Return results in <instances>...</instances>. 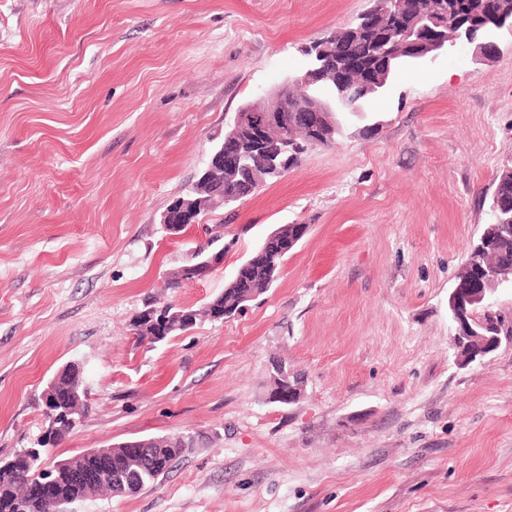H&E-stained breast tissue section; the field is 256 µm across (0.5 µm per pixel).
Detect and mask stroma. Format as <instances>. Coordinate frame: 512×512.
<instances>
[{
    "instance_id": "1",
    "label": "stroma",
    "mask_w": 512,
    "mask_h": 512,
    "mask_svg": "<svg viewBox=\"0 0 512 512\" xmlns=\"http://www.w3.org/2000/svg\"><path fill=\"white\" fill-rule=\"evenodd\" d=\"M371 0H0V462L48 428L78 366L88 410L44 465L165 434L198 444L140 492L68 512H512V344L456 360L448 293L512 166V37L409 65L329 146L203 223L168 205L259 91ZM309 232L270 290L159 343L146 300L201 307L275 229ZM305 375L269 399L273 360ZM209 236L200 244L190 255L187 262L181 267L184 280L180 277L179 271L173 278L167 279L165 288L167 290H175L182 288L185 283L192 284L206 279L214 270L220 268L224 264V249L211 250L204 247ZM208 250V258L204 262H196L195 257L197 253H202Z\"/></svg>"
}]
</instances>
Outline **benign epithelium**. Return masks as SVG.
I'll use <instances>...</instances> for the list:
<instances>
[{
	"mask_svg": "<svg viewBox=\"0 0 512 512\" xmlns=\"http://www.w3.org/2000/svg\"><path fill=\"white\" fill-rule=\"evenodd\" d=\"M479 13L486 21L474 24L461 18L448 37L440 31L444 27L442 18L448 17L446 12L440 11L436 16L425 19L396 4L391 9V32L400 35L395 40L396 48L413 58L425 59L433 53H452L472 44L474 59H485L498 48V44L492 39L479 42L478 35L490 36L503 30L512 34V12L505 8L503 0H481ZM330 54L336 57L337 69L340 72L352 71L361 65L344 45L336 46L326 40L315 44L310 49L312 59L309 67L275 92L280 103L277 109H269L266 103L268 94L260 93L235 113L221 148L210 154L204 169V178H210L216 167L228 171L245 168L249 155L257 151L265 154L269 168L283 172L294 156L291 143L285 138L277 148H268L267 135L270 129L290 124L303 128L316 138L320 135V130L329 131L334 128L338 112L361 116L363 86L359 83H345L343 92L336 101L315 96L301 97L294 90L296 84L317 83L325 71L326 57ZM206 205L207 202L201 198L184 199L180 203L179 213L192 217L196 222L199 214L206 210ZM307 230V225L296 224L293 235L285 236L275 231L266 237V242L275 244L280 253L287 254L306 235ZM223 265L224 250H208L201 244L181 267L184 282L192 284L202 281ZM492 280L491 268L477 257L464 265L462 284L452 288L449 294L448 303L456 328L457 358L462 364L480 360L497 351L502 345L503 338L499 335H473L474 323L477 320L474 310L488 295L495 292V289L488 287ZM43 399L51 418L64 416L71 424L77 423L76 418L69 416L68 396L50 389L44 392ZM89 458L88 464L61 463L56 467V472L63 474L69 483L77 487L106 482L112 475L115 454L110 449L93 448L89 450ZM28 492L33 499L54 501L56 479L44 478L31 483L28 485Z\"/></svg>",
	"mask_w": 512,
	"mask_h": 512,
	"instance_id": "1",
	"label": "benign epithelium"
}]
</instances>
